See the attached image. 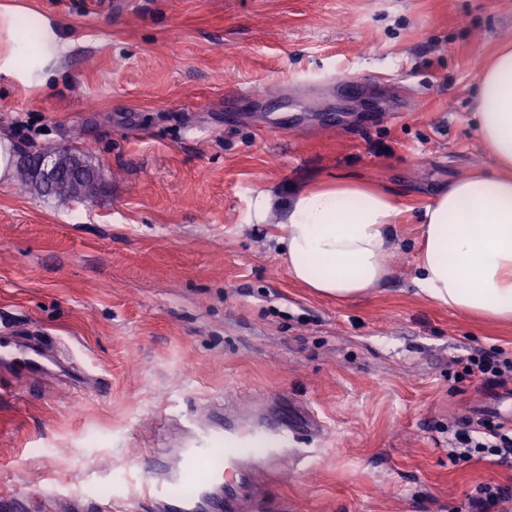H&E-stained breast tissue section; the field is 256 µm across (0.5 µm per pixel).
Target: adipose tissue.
<instances>
[{"label": "adipose tissue", "mask_w": 512, "mask_h": 512, "mask_svg": "<svg viewBox=\"0 0 512 512\" xmlns=\"http://www.w3.org/2000/svg\"><path fill=\"white\" fill-rule=\"evenodd\" d=\"M0 74L26 88L56 75L66 41L36 7L0 5ZM496 165L442 186L419 215L414 282L437 304L512 320V49L482 65L473 114ZM398 199L356 177L305 184L290 195L257 190L249 221L280 227V255L294 279L339 300L364 297L392 273L388 257Z\"/></svg>", "instance_id": "obj_1"}]
</instances>
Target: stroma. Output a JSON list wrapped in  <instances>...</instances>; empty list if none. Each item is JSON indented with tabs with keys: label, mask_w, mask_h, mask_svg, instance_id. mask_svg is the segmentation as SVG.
<instances>
[{
	"label": "stroma",
	"mask_w": 512,
	"mask_h": 512,
	"mask_svg": "<svg viewBox=\"0 0 512 512\" xmlns=\"http://www.w3.org/2000/svg\"><path fill=\"white\" fill-rule=\"evenodd\" d=\"M35 0L67 41L56 81L0 76L16 156L65 145L105 178L65 205L0 184V331L58 337L30 383L0 371V490L63 512L53 487L129 497L145 454L197 404L281 395L326 424L300 464L257 472L237 512H459L512 468L451 465L448 427L512 393L455 382L468 354L512 352V322L462 314L413 281L416 215L494 165L472 112L480 66L512 44V0ZM409 75L403 88L378 74ZM360 74L349 92L328 75ZM261 97L228 102L225 86ZM354 176L405 212L392 274L337 302L292 279L255 190ZM79 414H72L73 406ZM126 512H140L130 499Z\"/></svg>",
	"instance_id": "stroma-1"
}]
</instances>
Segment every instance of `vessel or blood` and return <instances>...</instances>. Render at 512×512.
Segmentation results:
<instances>
[{
    "instance_id": "obj_1",
    "label": "vessel or blood",
    "mask_w": 512,
    "mask_h": 512,
    "mask_svg": "<svg viewBox=\"0 0 512 512\" xmlns=\"http://www.w3.org/2000/svg\"><path fill=\"white\" fill-rule=\"evenodd\" d=\"M49 359L44 342L0 335V364L24 379L39 377ZM283 419L274 421L253 409L224 414L219 419L192 422L185 440L160 462L141 467L137 494L143 512H224L241 497L240 482L226 478L227 470L247 472L283 458H303L304 443L321 440L322 424L310 413L284 405ZM193 478L194 493L185 499L173 494V484ZM70 512H121L123 498L69 496Z\"/></svg>"
}]
</instances>
